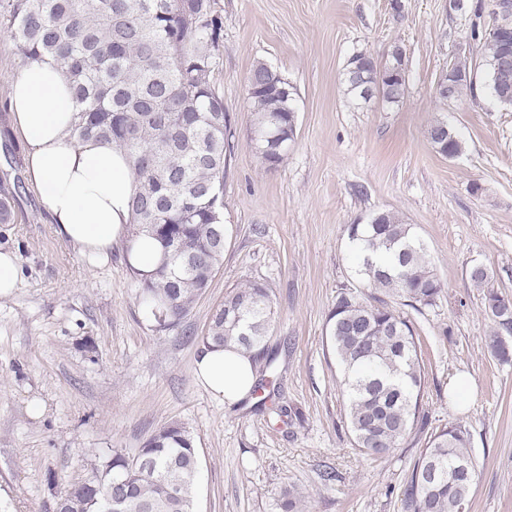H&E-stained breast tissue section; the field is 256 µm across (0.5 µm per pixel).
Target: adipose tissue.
I'll use <instances>...</instances> for the list:
<instances>
[{"instance_id": "1", "label": "adipose tissue", "mask_w": 512, "mask_h": 512, "mask_svg": "<svg viewBox=\"0 0 512 512\" xmlns=\"http://www.w3.org/2000/svg\"><path fill=\"white\" fill-rule=\"evenodd\" d=\"M10 110L28 180L57 233L89 263L107 262L117 250L140 277L151 279L162 254L152 237L130 233L136 188L130 160L115 143L74 137L76 112L62 68L43 56L28 59L11 83ZM258 367L253 353L204 345L194 372L215 400L230 407L251 393Z\"/></svg>"}]
</instances>
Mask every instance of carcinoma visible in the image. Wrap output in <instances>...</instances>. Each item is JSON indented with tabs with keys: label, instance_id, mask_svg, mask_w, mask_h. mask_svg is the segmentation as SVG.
<instances>
[{
	"label": "carcinoma",
	"instance_id": "cac0c4a2",
	"mask_svg": "<svg viewBox=\"0 0 512 512\" xmlns=\"http://www.w3.org/2000/svg\"><path fill=\"white\" fill-rule=\"evenodd\" d=\"M217 0H6L14 47L27 59L51 57L66 73L74 95L78 139L95 137L127 152L136 177L131 201L132 232L159 241L163 259L145 282L142 303L156 327L169 330L187 319L224 261V168L233 150L224 96L216 85V49L221 31ZM509 40L473 23L475 59H461L448 75L452 99L477 96L486 86L494 98L512 94V67L493 70L503 52L512 54V11L503 18ZM364 53L353 55L343 72L345 94H361ZM296 88L273 84L248 93L260 136L256 153L268 164L288 158L296 136L292 113ZM16 193L0 183V224L14 223ZM349 239L359 272L376 290L416 311L443 296L432 259L413 225L396 211H381L378 224H352ZM411 251L400 265L393 244ZM484 310L497 331L491 354L506 362L512 343V305L490 289ZM274 307L271 289L249 281L228 291L215 310L207 346L236 344L255 352L273 383L276 354L268 351ZM327 343L342 371L349 428L358 450L385 460L420 436L425 448L406 481L389 489L404 512H466L477 476L470 435L450 422L430 426L422 403L425 363L410 321L386 301L367 305L342 290L330 309ZM437 466L432 481L425 472ZM198 455L193 432L172 422L157 429L129 458L114 450L90 476L62 495V512H193ZM302 495L284 489L281 512H302Z\"/></svg>",
	"mask_w": 512,
	"mask_h": 512
}]
</instances>
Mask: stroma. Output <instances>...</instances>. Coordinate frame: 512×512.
I'll return each instance as SVG.
<instances>
[{"mask_svg":"<svg viewBox=\"0 0 512 512\" xmlns=\"http://www.w3.org/2000/svg\"><path fill=\"white\" fill-rule=\"evenodd\" d=\"M222 20L215 82L234 149L224 176V262L183 328L157 330L144 282L120 255L92 265L50 224L34 188L20 187L0 247L20 257V282L0 298V512H51L54 491L82 481L86 462L135 454L173 421L195 436V512H280L284 489L304 512H401L388 487L403 483L418 445L374 461L356 449L325 337L344 288L366 302L348 228L394 210L425 243L443 286L437 306L403 308L425 361L423 402L432 426H464L478 472L468 512H512V361L493 357L486 289L512 298V112L489 91L440 101L438 77L472 48L470 8L449 0H217ZM400 45L408 92L388 104H352L340 74L353 54L377 65ZM296 88L297 131L287 159L263 162L249 140L247 79L257 63ZM0 14V138L11 139L8 96L23 66ZM448 122L463 152L448 158L426 136ZM485 266L486 288L469 273ZM265 282L275 300L267 339L279 352L277 390L263 408L227 407L198 383L194 363L212 313L229 289ZM466 375L465 406L448 382ZM298 417L279 420V403ZM338 479L323 489V466Z\"/></svg>","mask_w":512,"mask_h":512,"instance_id":"35a3bbf8","label":"stroma"}]
</instances>
